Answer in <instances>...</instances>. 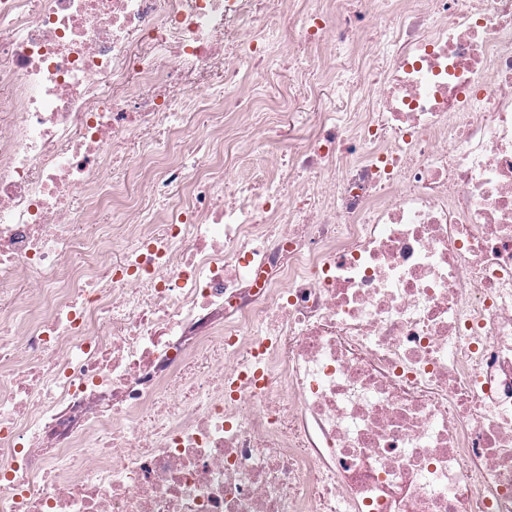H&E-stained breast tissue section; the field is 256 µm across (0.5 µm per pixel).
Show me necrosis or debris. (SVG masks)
Returning <instances> with one entry per match:
<instances>
[{
	"mask_svg": "<svg viewBox=\"0 0 512 512\" xmlns=\"http://www.w3.org/2000/svg\"><path fill=\"white\" fill-rule=\"evenodd\" d=\"M0 512H512V0H0ZM294 100L291 106V112H295V127L299 133L303 132L305 129V123L307 121V113L309 112H319L318 108L328 107L333 108L336 112H343L346 107V97L342 96V94L338 91L336 86H327L326 87V99L321 104L316 102L313 99L303 97L299 95Z\"/></svg>",
	"mask_w": 512,
	"mask_h": 512,
	"instance_id": "4bbe7bcc",
	"label": "necrosis or debris"
}]
</instances>
